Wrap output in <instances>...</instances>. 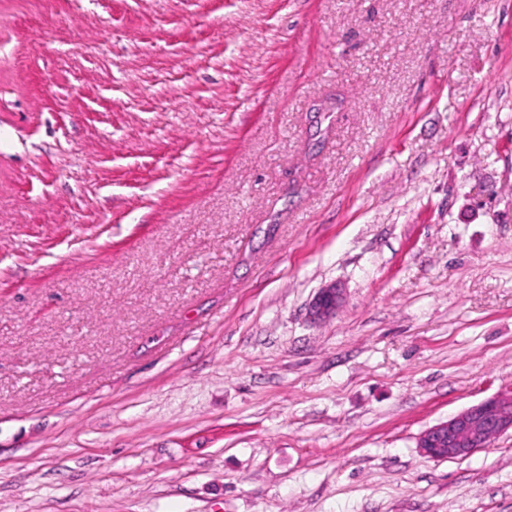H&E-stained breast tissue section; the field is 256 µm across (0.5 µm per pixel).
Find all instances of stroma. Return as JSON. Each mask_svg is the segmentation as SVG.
Listing matches in <instances>:
<instances>
[{"label": "stroma", "instance_id": "obj_1", "mask_svg": "<svg viewBox=\"0 0 512 512\" xmlns=\"http://www.w3.org/2000/svg\"><path fill=\"white\" fill-rule=\"evenodd\" d=\"M509 384L512 0H0V512H512ZM345 294L336 284L321 288L310 306V316L314 321H323L336 315V311L344 303ZM508 431L512 432V385L425 429L417 437V448L433 459H462Z\"/></svg>", "mask_w": 512, "mask_h": 512}]
</instances>
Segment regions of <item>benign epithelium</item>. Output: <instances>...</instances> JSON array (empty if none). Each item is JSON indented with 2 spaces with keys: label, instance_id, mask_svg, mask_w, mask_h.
I'll use <instances>...</instances> for the list:
<instances>
[{
  "label": "benign epithelium",
  "instance_id": "1",
  "mask_svg": "<svg viewBox=\"0 0 512 512\" xmlns=\"http://www.w3.org/2000/svg\"><path fill=\"white\" fill-rule=\"evenodd\" d=\"M344 299V290L334 284L320 289L310 306L311 318L323 321L336 315ZM508 431L512 432V385L425 429L417 437V447L433 459H462Z\"/></svg>",
  "mask_w": 512,
  "mask_h": 512
}]
</instances>
